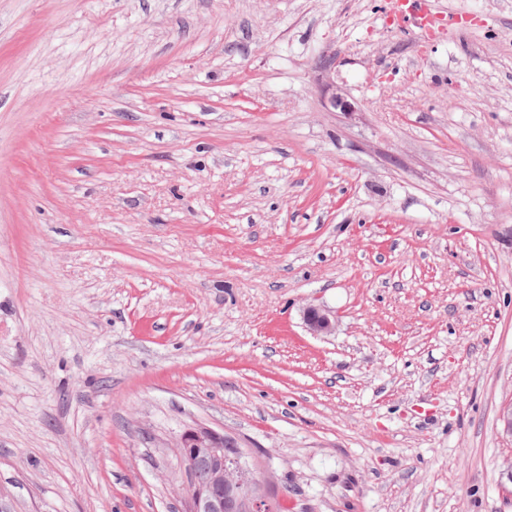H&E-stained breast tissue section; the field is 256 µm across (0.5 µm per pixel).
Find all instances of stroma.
Wrapping results in <instances>:
<instances>
[{
	"label": "stroma",
	"instance_id": "1",
	"mask_svg": "<svg viewBox=\"0 0 512 512\" xmlns=\"http://www.w3.org/2000/svg\"><path fill=\"white\" fill-rule=\"evenodd\" d=\"M384 2L0 0L15 512H184L192 424L283 512H512V0ZM303 319L313 336H332L336 330V315L324 306L309 303L303 309Z\"/></svg>",
	"mask_w": 512,
	"mask_h": 512
}]
</instances>
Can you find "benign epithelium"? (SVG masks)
I'll return each instance as SVG.
<instances>
[{
    "label": "benign epithelium",
    "mask_w": 512,
    "mask_h": 512,
    "mask_svg": "<svg viewBox=\"0 0 512 512\" xmlns=\"http://www.w3.org/2000/svg\"><path fill=\"white\" fill-rule=\"evenodd\" d=\"M303 319L314 336H331L336 315L324 306L309 303ZM501 434L512 440V403L500 410ZM189 484L186 512H273L255 478L247 453L239 441L205 426H188L174 445Z\"/></svg>",
    "instance_id": "1"
}]
</instances>
